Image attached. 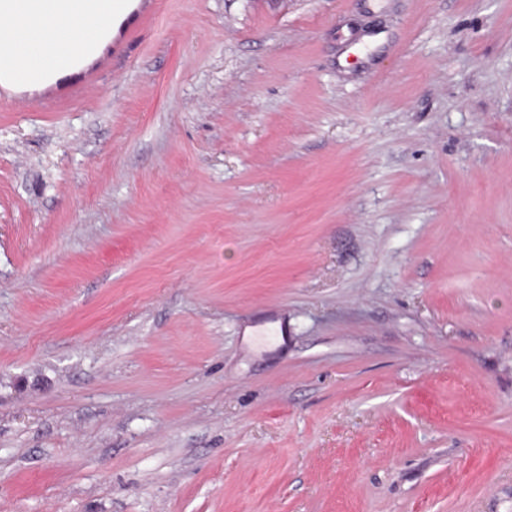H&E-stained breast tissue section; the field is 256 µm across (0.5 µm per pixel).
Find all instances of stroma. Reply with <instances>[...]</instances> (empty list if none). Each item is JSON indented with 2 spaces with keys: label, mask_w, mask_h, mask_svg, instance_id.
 Listing matches in <instances>:
<instances>
[{
  "label": "stroma",
  "mask_w": 512,
  "mask_h": 512,
  "mask_svg": "<svg viewBox=\"0 0 512 512\" xmlns=\"http://www.w3.org/2000/svg\"><path fill=\"white\" fill-rule=\"evenodd\" d=\"M0 512H512V0H137L0 88Z\"/></svg>",
  "instance_id": "1"
}]
</instances>
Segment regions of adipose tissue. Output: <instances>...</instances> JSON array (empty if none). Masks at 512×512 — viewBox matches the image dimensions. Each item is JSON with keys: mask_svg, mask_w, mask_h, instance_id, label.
Instances as JSON below:
<instances>
[{"mask_svg": "<svg viewBox=\"0 0 512 512\" xmlns=\"http://www.w3.org/2000/svg\"><path fill=\"white\" fill-rule=\"evenodd\" d=\"M133 8L134 0H0V87L39 89L81 70Z\"/></svg>", "mask_w": 512, "mask_h": 512, "instance_id": "obj_1", "label": "adipose tissue"}]
</instances>
